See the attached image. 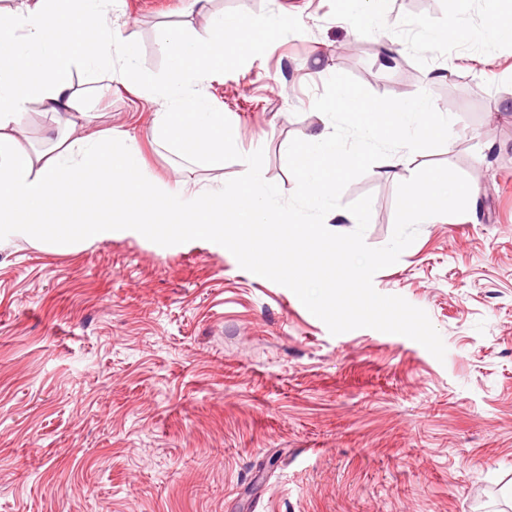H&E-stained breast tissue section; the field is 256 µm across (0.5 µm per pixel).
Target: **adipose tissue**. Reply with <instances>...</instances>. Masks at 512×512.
Here are the masks:
<instances>
[{
    "instance_id": "obj_1",
    "label": "adipose tissue",
    "mask_w": 512,
    "mask_h": 512,
    "mask_svg": "<svg viewBox=\"0 0 512 512\" xmlns=\"http://www.w3.org/2000/svg\"><path fill=\"white\" fill-rule=\"evenodd\" d=\"M113 0H34L25 10L0 9V220L15 236L45 250L66 243L55 225L75 218L84 188H93L100 209L129 212L146 209L154 222L181 212L193 220L196 234L230 235L247 241L270 225L267 190L259 173L246 167L240 182L219 191L199 190L190 196L172 194L157 203L143 185L136 149L111 136L89 132V114L73 88V71H94L99 82L111 84L136 69L133 45L112 27ZM246 19L211 16L204 34L186 36L165 30L159 45L170 62L169 78L161 85L142 80L143 96L158 105L153 136L178 155L213 166L224 163V114L196 89L207 69L223 62L228 32L247 27ZM91 45L80 56L75 49ZM336 100L350 113L365 139L378 135L380 115L390 112V128L403 142L404 152L383 155L384 168L408 163L421 141L444 137L447 124L435 123L429 103L417 101L401 108L364 102L347 89ZM57 116L68 139L60 152L35 150L20 137L22 115L31 104ZM232 205L236 219L224 227V207Z\"/></svg>"
}]
</instances>
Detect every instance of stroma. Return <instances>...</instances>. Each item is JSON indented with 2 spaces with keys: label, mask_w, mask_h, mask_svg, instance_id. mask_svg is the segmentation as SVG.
Listing matches in <instances>:
<instances>
[{
  "label": "stroma",
  "mask_w": 512,
  "mask_h": 512,
  "mask_svg": "<svg viewBox=\"0 0 512 512\" xmlns=\"http://www.w3.org/2000/svg\"><path fill=\"white\" fill-rule=\"evenodd\" d=\"M494 9L512 0H374L377 27L344 0H116L157 80L160 29L273 21L229 33L200 90L286 197L287 148L322 129L313 102L331 75L431 95L449 140L422 142L398 176L372 166L341 201L371 195L364 239L380 248L400 180L443 164L478 186L467 213L422 223L373 277L428 314L446 356L370 328L331 334L209 241L121 230L46 252L0 227V512H512V115L495 110L512 103V44L484 37ZM452 17L459 35L431 42ZM90 109L93 129L140 152L158 196L242 177L243 162L211 167L154 141L157 107L129 86Z\"/></svg>",
  "instance_id": "1"
}]
</instances>
